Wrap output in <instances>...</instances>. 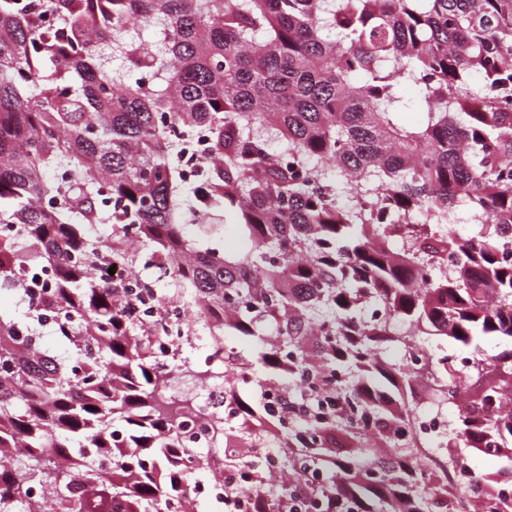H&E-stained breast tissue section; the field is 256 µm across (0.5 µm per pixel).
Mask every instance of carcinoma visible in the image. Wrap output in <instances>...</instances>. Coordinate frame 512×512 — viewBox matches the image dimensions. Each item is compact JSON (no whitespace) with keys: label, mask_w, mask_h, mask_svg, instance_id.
I'll list each match as a JSON object with an SVG mask.
<instances>
[{"label":"carcinoma","mask_w":512,"mask_h":512,"mask_svg":"<svg viewBox=\"0 0 512 512\" xmlns=\"http://www.w3.org/2000/svg\"><path fill=\"white\" fill-rule=\"evenodd\" d=\"M403 81L419 125L399 122ZM197 128L201 209L173 160ZM216 207L247 251L188 234L187 212ZM1 224L22 246L0 237V291L51 269L39 302L70 356L0 314V512H166L191 483L192 404L166 399L179 364L87 258L138 268L237 362V417H214V447L234 443V467L270 440L294 475L241 512H297L301 496L315 512H512L500 479L472 503L453 456L402 433L446 398L461 407L446 447L485 440L512 477V348H484L512 340V0H0ZM231 336L256 338L263 386H288L275 405L248 396L254 364ZM431 336L469 348L470 367L381 357ZM298 463L332 477L309 484Z\"/></svg>","instance_id":"1"}]
</instances>
